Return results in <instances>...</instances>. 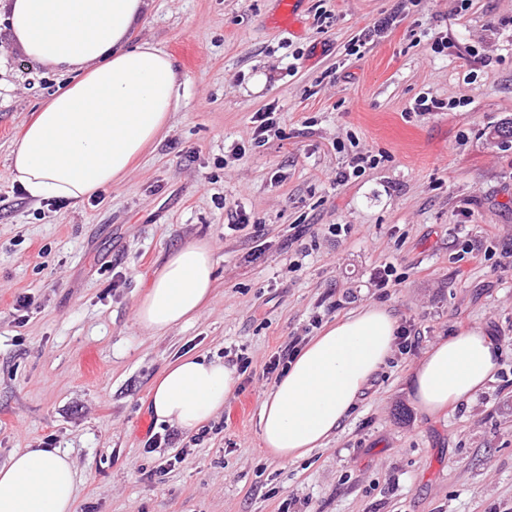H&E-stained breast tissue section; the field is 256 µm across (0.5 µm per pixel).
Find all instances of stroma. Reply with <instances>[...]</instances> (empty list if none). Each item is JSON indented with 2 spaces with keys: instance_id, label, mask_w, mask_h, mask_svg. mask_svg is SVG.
Returning <instances> with one entry per match:
<instances>
[{
  "instance_id": "stroma-1",
  "label": "stroma",
  "mask_w": 512,
  "mask_h": 512,
  "mask_svg": "<svg viewBox=\"0 0 512 512\" xmlns=\"http://www.w3.org/2000/svg\"><path fill=\"white\" fill-rule=\"evenodd\" d=\"M6 12L0 0V463L68 451L75 512H512V143L492 135L512 120V0H306L291 30L275 0H152L133 38L178 69L169 128L76 206L12 179L24 127L65 78L11 42ZM422 95L442 109L414 111ZM269 107L279 124L254 141ZM359 151L374 164L348 176ZM194 239L214 250L213 301L151 335L136 301ZM371 304L415 326L416 350L392 352L325 447L269 455L270 357ZM473 326L494 334L498 371L470 403L422 414L413 368ZM187 351L249 366L203 442L146 452L164 429L151 384Z\"/></svg>"
}]
</instances>
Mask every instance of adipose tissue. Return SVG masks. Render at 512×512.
<instances>
[{
  "instance_id": "obj_1",
  "label": "adipose tissue",
  "mask_w": 512,
  "mask_h": 512,
  "mask_svg": "<svg viewBox=\"0 0 512 512\" xmlns=\"http://www.w3.org/2000/svg\"><path fill=\"white\" fill-rule=\"evenodd\" d=\"M148 0H10L11 37L33 62L72 73L24 128L10 157L26 195L76 205L121 183L133 161L169 125L179 75L154 44L129 35ZM214 251L205 240L174 250L136 302V319L155 336L197 319L213 299ZM398 321L369 306L327 326L265 394L260 440L277 459L325 447L394 348ZM492 336L471 327L430 346L416 364V407L434 417L473 400L498 368ZM234 368L191 352L154 379L149 409L158 421L194 433L221 414L236 388ZM77 469L56 448H26L0 464V512H74Z\"/></svg>"
}]
</instances>
